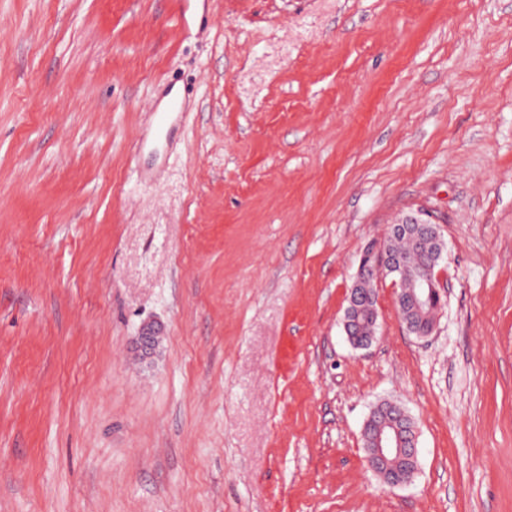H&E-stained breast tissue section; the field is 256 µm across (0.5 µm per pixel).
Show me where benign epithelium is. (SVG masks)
Segmentation results:
<instances>
[{
	"instance_id": "obj_1",
	"label": "benign epithelium",
	"mask_w": 512,
	"mask_h": 512,
	"mask_svg": "<svg viewBox=\"0 0 512 512\" xmlns=\"http://www.w3.org/2000/svg\"><path fill=\"white\" fill-rule=\"evenodd\" d=\"M389 235L393 237H408L415 245L424 243L436 245L438 249L431 258V269L413 277L414 287L402 288L397 295V302H405L416 311L405 321L407 331L416 336L420 335L422 321L432 312V306L441 299L442 284L434 267L438 264L444 250V241L437 225L433 224L423 210L397 220L391 225ZM409 269L406 260L383 248L377 250L375 261L367 260L362 255L359 268L350 289L348 306L344 316V331L350 343L357 349H366L371 345L369 341L356 340L358 321L356 314L362 308L367 298H376L372 294V283L380 276L392 274L404 281ZM138 347L142 354H152L159 343L158 328L153 324L141 327L137 338ZM373 426L372 436L365 445L366 460L371 469L377 473L389 486H399L393 471L402 460L418 462L417 434L411 423L401 421V417L394 419L379 418L367 419Z\"/></svg>"
}]
</instances>
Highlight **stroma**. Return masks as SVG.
<instances>
[{"instance_id": "1", "label": "stroma", "mask_w": 512, "mask_h": 512, "mask_svg": "<svg viewBox=\"0 0 512 512\" xmlns=\"http://www.w3.org/2000/svg\"><path fill=\"white\" fill-rule=\"evenodd\" d=\"M419 209L435 329L353 349ZM0 512H512V0H0ZM389 235L399 237L388 239L384 244L393 253L386 251L382 245L376 252L375 261L370 262L363 252L353 286L350 289L348 306L344 316V331L350 343L357 349H366L372 342V340H364L370 338V336H365L364 330L360 332V336H357L356 333L359 323L355 317H357V311L362 308L363 302L368 297L374 300V306L372 307L374 316L363 322L362 325L370 330L371 336H376L377 333L374 330L376 326L375 319L377 318V297L375 292L373 294L371 292L372 283L381 275L392 274L398 277L399 285L402 286L409 269L406 260L396 254L406 255L411 266H417L421 261L419 258L409 255L410 244L402 236L410 238L416 246L424 243L438 245L436 253L431 258L429 271L416 276L413 275L414 288H408V286L401 288L397 295L398 306L403 301L416 311V315L410 316L407 321L403 319L409 333L421 336L422 321L425 333L431 332L436 314L432 306L441 299V294H443L441 281L434 274V269L442 257L444 241L437 225L431 222L428 214L424 210H419L416 213L404 216L391 225ZM432 311L433 314L423 320ZM355 336L358 337L359 341H364L357 342ZM373 411L370 413L363 428L367 423L373 426L372 436L364 445L366 460L371 469L377 473L389 486L402 485L404 481H398L394 478L393 471L396 465L402 460H410L417 464L418 446L417 434L409 417L402 412V417L406 419L403 423L401 417L394 416V419L380 417L372 421Z\"/></svg>"}]
</instances>
